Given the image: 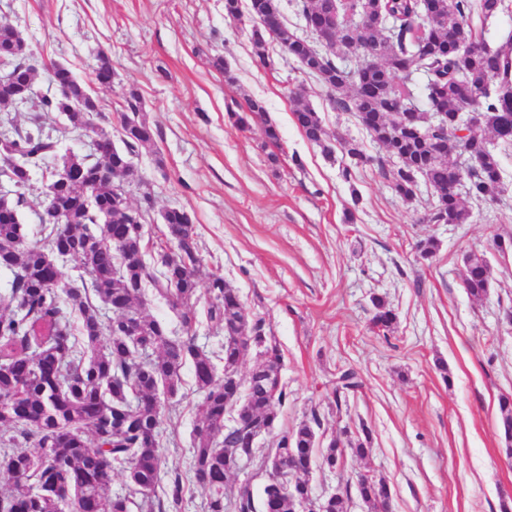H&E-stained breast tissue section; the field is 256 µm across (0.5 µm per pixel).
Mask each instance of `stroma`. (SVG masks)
<instances>
[{
  "label": "stroma",
  "instance_id": "1",
  "mask_svg": "<svg viewBox=\"0 0 512 512\" xmlns=\"http://www.w3.org/2000/svg\"><path fill=\"white\" fill-rule=\"evenodd\" d=\"M0 25L22 33L37 94L53 90L49 68L66 66L99 102L96 122L112 136L129 91L141 95L154 144L135 156L141 180L128 190L135 206L153 198L144 244L159 249L165 209L192 215L200 303L210 274L224 277L246 317L265 319L279 344L288 400L277 429L319 418L324 445L343 428L370 430L365 458L313 469V497L366 474L386 480L392 512H502L512 496L499 432V399L512 396V250L494 241L512 238V155L494 200L465 199L470 223L429 224V188L407 202L390 173L367 165L343 177L342 153L325 155L304 138L292 117L297 93L329 138L380 153L355 114L278 43L266 45L272 67L260 66L250 22L225 18L224 0H0ZM101 53L116 71L108 86L94 79ZM218 56L227 71L213 67ZM248 96L265 101L280 146L266 144L261 126L233 125L229 110ZM430 237L436 254L421 258L416 244ZM472 255L492 273L479 300L461 281ZM377 297L397 315L391 331L371 323ZM349 365L363 388L340 407L332 382ZM201 401L184 367L181 399L160 423L158 496L189 471Z\"/></svg>",
  "mask_w": 512,
  "mask_h": 512
}]
</instances>
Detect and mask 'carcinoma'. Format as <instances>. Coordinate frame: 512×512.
Listing matches in <instances>:
<instances>
[{"mask_svg": "<svg viewBox=\"0 0 512 512\" xmlns=\"http://www.w3.org/2000/svg\"><path fill=\"white\" fill-rule=\"evenodd\" d=\"M298 14L310 27L309 35L289 29L279 0H224V16L246 18L252 24L255 55L264 67L272 65L266 44L277 42L288 57L300 63L303 73L332 94L346 112L356 115L372 142L385 153L375 158L364 143L337 139L351 167L396 160L393 189L410 201L419 181H424L433 201L424 214L429 224H466L470 212L454 187V155L468 160L465 170L468 193L477 201L492 199L502 181L498 155L491 146L512 148V40L492 49L475 47L485 41L488 21L509 13L512 0H297ZM358 11L390 16L386 32L371 27L333 28V11ZM24 38L15 28L0 25V177L17 188L13 200H0V270L8 274L9 312H0V512H61V495L77 504L78 512H179L182 478L173 481L171 495L156 498L161 466L160 445L145 447L143 437L159 435L161 416L180 391L181 370L192 366L197 389L203 394L202 413L193 428V458L189 479L206 496L207 512H298L313 504L309 473L313 462L334 466L348 454L363 458L369 453L370 431L352 439L344 429L327 448L314 456L317 437L312 423L281 432L277 454L288 460L285 483L295 492L291 499L269 482L255 501L248 492L224 504V486L237 475L235 458H259L258 449L236 447L224 435V402L236 400L238 420L273 429L276 407L288 399L274 375L281 367L275 337L265 322L248 321L236 289L214 276L209 281L206 315L226 324L236 334L252 336L259 353L267 356L263 369L252 374L254 385L224 379L219 370H234L243 357L238 340L224 341L220 354L195 343L191 332L198 302L201 263L190 214L178 208L161 213L166 237L175 249L160 256L162 269L148 261L143 238L145 213L152 196L143 194L145 207H134L126 184L135 178L131 158L153 142L154 132L141 116L143 101L132 91L121 113L124 149L100 158L60 153L61 141L46 131L48 114L66 116L79 135L109 140L94 123L98 104L70 70L55 67L50 82L63 95L44 94L28 101L34 71L21 49ZM349 55L362 58L355 71L340 62ZM421 71L426 109L412 102L410 76ZM95 80L112 82V60L98 56ZM30 103L37 111L28 128L18 126L9 107ZM438 112L441 122L429 127L425 112ZM463 111L480 114L478 129L463 137L455 134L456 116ZM266 105L250 98L239 112L230 113L236 126L263 125L266 140L279 144L278 128L266 118ZM295 125L311 143L330 156L327 132L319 112L302 96H294ZM61 160L65 174H50L44 212L53 220L39 219L41 243L25 240L20 208L23 190L39 171ZM67 255L85 267L80 283L53 289L50 282L60 272L52 256ZM490 267L469 257L462 271L467 293L482 298L489 286ZM150 285L166 299L180 318L183 335L144 314L142 291ZM372 323L389 331L396 314L381 298L373 300ZM113 318L102 319V310ZM362 388L359 372L341 368L333 395L336 407ZM501 428L506 454L512 455V399L500 400ZM36 449H19L20 443ZM125 466L132 487L129 494L110 495L113 464ZM361 499L387 507L391 490L382 478L361 476L356 481ZM350 487L318 502L319 512H348ZM140 501H135V496Z\"/></svg>", "mask_w": 512, "mask_h": 512, "instance_id": "cac0c4a2", "label": "carcinoma"}]
</instances>
